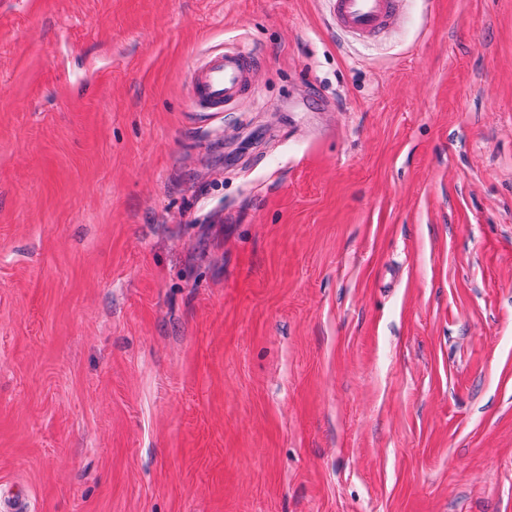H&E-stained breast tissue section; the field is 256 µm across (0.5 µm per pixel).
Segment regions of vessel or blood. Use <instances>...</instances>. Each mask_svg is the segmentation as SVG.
Returning <instances> with one entry per match:
<instances>
[{
    "label": "vessel or blood",
    "instance_id": "1",
    "mask_svg": "<svg viewBox=\"0 0 512 512\" xmlns=\"http://www.w3.org/2000/svg\"><path fill=\"white\" fill-rule=\"evenodd\" d=\"M402 0H331L337 27L356 37L381 31ZM255 55L248 47L210 52L191 77L192 106L217 114L237 102L251 86Z\"/></svg>",
    "mask_w": 512,
    "mask_h": 512
}]
</instances>
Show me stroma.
I'll use <instances>...</instances> for the list:
<instances>
[{
  "label": "stroma",
  "instance_id": "1",
  "mask_svg": "<svg viewBox=\"0 0 512 512\" xmlns=\"http://www.w3.org/2000/svg\"><path fill=\"white\" fill-rule=\"evenodd\" d=\"M0 485L512 512V0H0ZM336 26L356 37L381 31L399 9L402 0H331ZM254 60L255 54L246 46L210 52L191 77L193 108L217 114L241 99L251 86Z\"/></svg>",
  "mask_w": 512,
  "mask_h": 512
}]
</instances>
